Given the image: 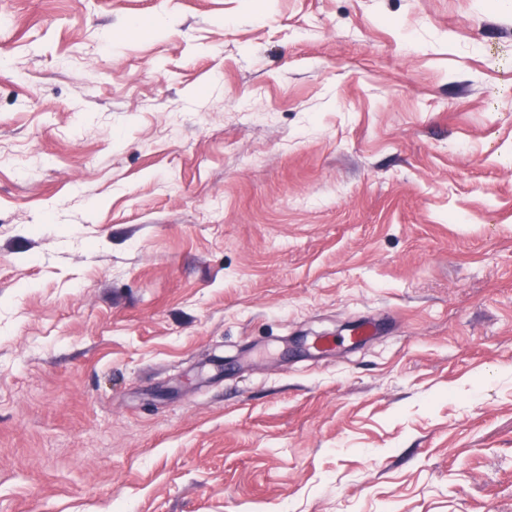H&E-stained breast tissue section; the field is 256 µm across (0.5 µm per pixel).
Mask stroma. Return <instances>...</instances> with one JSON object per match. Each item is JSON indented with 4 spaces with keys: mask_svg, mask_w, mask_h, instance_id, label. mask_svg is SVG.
I'll list each match as a JSON object with an SVG mask.
<instances>
[{
    "mask_svg": "<svg viewBox=\"0 0 512 512\" xmlns=\"http://www.w3.org/2000/svg\"><path fill=\"white\" fill-rule=\"evenodd\" d=\"M1 15L0 512H512V0Z\"/></svg>",
    "mask_w": 512,
    "mask_h": 512,
    "instance_id": "35a3bbf8",
    "label": "stroma"
}]
</instances>
